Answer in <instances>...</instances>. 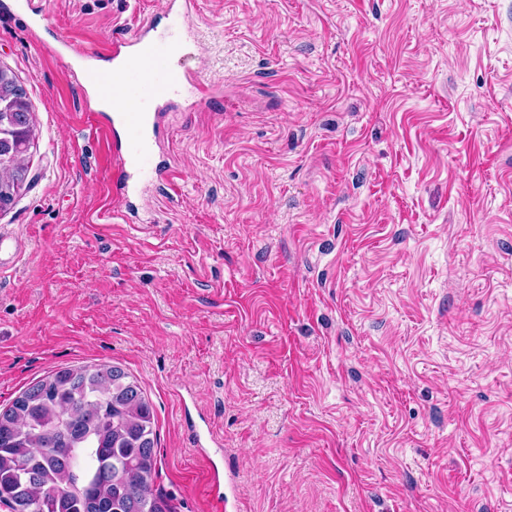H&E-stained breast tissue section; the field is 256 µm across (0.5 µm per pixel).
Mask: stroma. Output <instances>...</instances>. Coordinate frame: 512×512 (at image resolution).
<instances>
[{"label": "stroma", "instance_id": "1", "mask_svg": "<svg viewBox=\"0 0 512 512\" xmlns=\"http://www.w3.org/2000/svg\"><path fill=\"white\" fill-rule=\"evenodd\" d=\"M33 5L38 35L0 14L36 118L0 212V407L120 365L175 512H512V0H195L180 62L210 93L166 111L179 177L134 222L46 43L168 0Z\"/></svg>", "mask_w": 512, "mask_h": 512}]
</instances>
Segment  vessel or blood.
Returning <instances> with one entry per match:
<instances>
[{"mask_svg":"<svg viewBox=\"0 0 512 512\" xmlns=\"http://www.w3.org/2000/svg\"><path fill=\"white\" fill-rule=\"evenodd\" d=\"M193 0H174L163 27L148 23L113 39L97 53V65L81 71V85L93 94L111 92V112L95 113L97 127L112 138V186L131 200L147 181H171L173 167L155 160L161 110L184 93L201 89L198 72L176 65L184 47Z\"/></svg>","mask_w":512,"mask_h":512,"instance_id":"b4317fda","label":"vessel or blood"}]
</instances>
